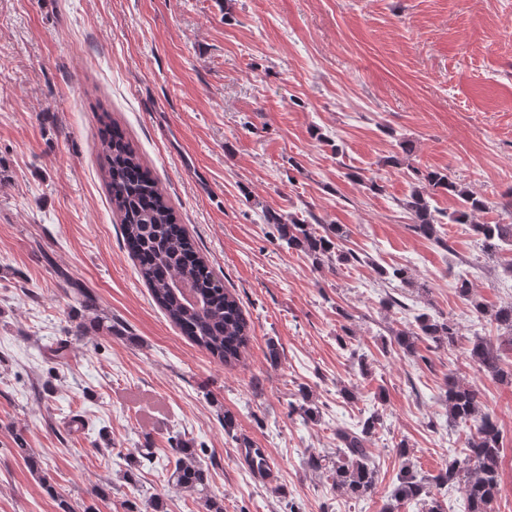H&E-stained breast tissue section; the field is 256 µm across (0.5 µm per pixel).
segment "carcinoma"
<instances>
[{
	"label": "carcinoma",
	"instance_id": "cac0c4a2",
	"mask_svg": "<svg viewBox=\"0 0 512 512\" xmlns=\"http://www.w3.org/2000/svg\"><path fill=\"white\" fill-rule=\"evenodd\" d=\"M101 165L110 194L112 211L119 220L128 252L137 261V271L149 287L155 302L167 317L195 345L206 350L226 365L240 360L250 340V328L236 298L201 255L194 240L179 223L177 214L158 181L143 165L138 153L125 136L112 134L101 140ZM421 187L414 190L405 203L417 233L443 243L425 189L454 197L458 208L450 219L465 224L469 218L484 211V198L455 181L448 172L437 169L415 170ZM279 238L291 249H298L313 260L334 257L340 263L357 260V256L340 249L344 237L338 225L293 221L284 224L269 217ZM471 229L486 251L494 254L512 247V224H473ZM76 300L86 312L89 326L112 333V319L102 314L96 297L75 287ZM494 321L506 330V345H495L479 337L470 349V357L480 369L499 381L512 382V366L505 367L504 349L512 351V304L498 308ZM417 331L402 332L394 343L405 353H416L415 338L423 336L434 344L453 345L458 336L456 324L450 319L436 320L427 314L416 317ZM448 416L454 421L470 422L473 433L466 439L468 455L453 461L433 481L445 486L463 484L465 512H491V504L499 491V460L503 436L495 415L481 408L476 390L448 378ZM381 425L380 415L373 413L351 428L336 431L339 448L336 463L329 469L335 487L353 498L370 494L375 489V471L369 465L368 448ZM176 457L169 481L185 491L203 493L207 487L206 470L195 460L187 443L177 439L172 446ZM251 472L264 479L271 467L260 448L246 452ZM428 483L406 468L400 476L394 499L421 501Z\"/></svg>",
	"mask_w": 512,
	"mask_h": 512
}]
</instances>
